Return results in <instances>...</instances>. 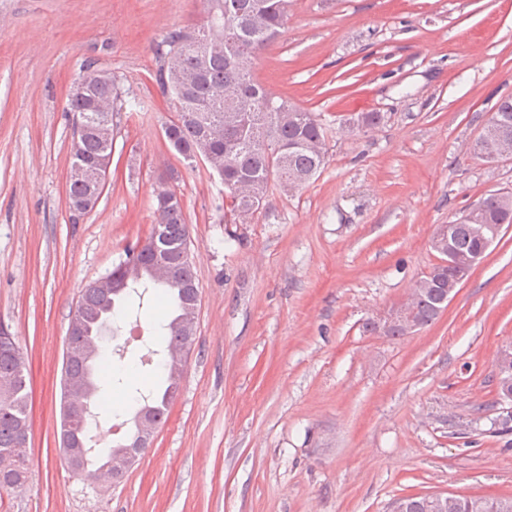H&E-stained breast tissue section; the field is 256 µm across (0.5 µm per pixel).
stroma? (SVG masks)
Listing matches in <instances>:
<instances>
[{
  "label": "stroma",
  "mask_w": 512,
  "mask_h": 512,
  "mask_svg": "<svg viewBox=\"0 0 512 512\" xmlns=\"http://www.w3.org/2000/svg\"><path fill=\"white\" fill-rule=\"evenodd\" d=\"M204 11L0 0V322L31 402L28 478L0 490V512H388L403 495L512 496L496 382L512 346V227L431 325L363 328L436 264V225L512 191V159L469 153L512 94V0H292L254 76L319 113L326 164L230 227L220 178L167 145L172 111L153 77V44ZM87 62L144 109L113 113L106 189L78 215L65 105ZM362 112L384 121L341 134ZM168 184L190 227L196 339L151 447L104 490L60 447L65 338L84 288L145 241Z\"/></svg>",
  "instance_id": "stroma-1"
}]
</instances>
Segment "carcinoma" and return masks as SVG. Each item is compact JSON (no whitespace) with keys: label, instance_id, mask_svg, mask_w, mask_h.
<instances>
[{"label":"carcinoma","instance_id":"1","mask_svg":"<svg viewBox=\"0 0 512 512\" xmlns=\"http://www.w3.org/2000/svg\"><path fill=\"white\" fill-rule=\"evenodd\" d=\"M208 4L202 25L177 28L167 32L153 47L157 60L154 79L172 101L175 115L165 125L169 146L184 160L197 154L210 153L222 159L220 179L224 183V202L234 216V223L243 224L262 208L269 192L278 188L290 192L317 178L326 162L328 134L316 113L276 99L254 78V67L267 46L277 40L288 23L290 0H206ZM83 74L95 76L89 96L82 100H67L65 111L79 118H91L94 104L110 97L118 110L139 107L136 100L125 99L120 82L112 75L83 65ZM380 112H363L345 120V128L369 129L383 121ZM506 120L512 130V95L501 98L496 111L485 125L488 130L495 122ZM110 149L92 128L73 139L70 164H98ZM69 208L84 214L93 209L89 187L78 180L68 183ZM482 224H512V191H497L482 199ZM158 234H149L143 245L129 250L125 261L112 269L118 292L107 297L94 288L83 291L79 301L84 317L85 335L96 336L107 327H120L122 304L132 297L143 298L152 290L171 309L168 320L158 323L156 331L165 337V347L154 350L158 356L155 367L163 369V379L148 393L136 390L140 403L135 414L146 412L157 419L155 404L172 400L179 382L168 377L174 354L185 363L181 352L186 337L196 335L190 316L197 303V285L186 258L189 228L180 195L164 189L156 195ZM451 248L458 255L486 253V247L470 223H453ZM162 262L177 272L173 282H162L152 275V267ZM453 270L436 264L412 286L413 309L422 326L437 319L436 309L454 287ZM366 331L390 337L406 335L404 328L394 323L388 327L367 321ZM84 340L78 335L67 336L64 371L83 382L87 402L101 397L114 383H123L122 373L106 377L105 362L114 358L126 365V356L111 351L87 356ZM0 378L12 383L9 397L0 400V455L13 453L27 460V449L18 446L20 433L29 427L28 372L26 362L17 348L0 352ZM90 418L81 429L86 447L74 456L73 465L79 473L92 476L87 467L88 454L94 451V436ZM131 450V443L101 448L99 457L106 463L121 459Z\"/></svg>","mask_w":512,"mask_h":512}]
</instances>
